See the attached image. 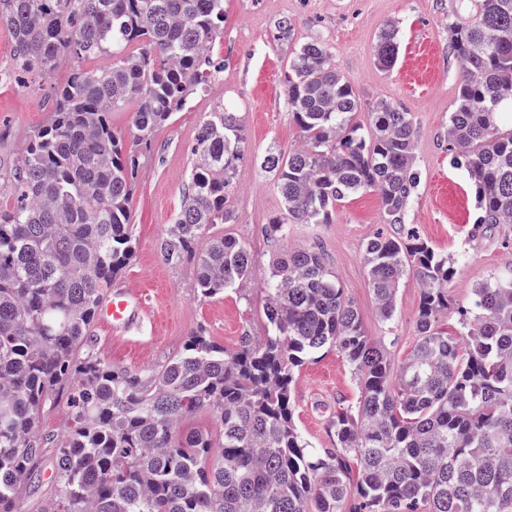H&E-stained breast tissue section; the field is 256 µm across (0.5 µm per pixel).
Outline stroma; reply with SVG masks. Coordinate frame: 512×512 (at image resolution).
I'll use <instances>...</instances> for the list:
<instances>
[{
	"instance_id": "35a3bbf8",
	"label": "stroma",
	"mask_w": 512,
	"mask_h": 512,
	"mask_svg": "<svg viewBox=\"0 0 512 512\" xmlns=\"http://www.w3.org/2000/svg\"><path fill=\"white\" fill-rule=\"evenodd\" d=\"M458 5V0H224V35L214 47L224 62L220 81L135 149V251L124 275L147 289L151 319L141 335L126 343L110 341L100 326H93L95 346L112 365L131 371L160 369L200 330L229 351L237 349L243 334L264 336L263 287L273 262L286 249L309 244L324 251L332 274L359 307L367 336L384 344L392 363H400L414 345L417 280L410 275L402 280L396 316L389 323L377 316L368 283L364 243L384 228L376 193L338 203L329 223L292 225L284 245L272 246L262 232L283 206L271 176L260 170L257 160L269 147L286 152L301 144L287 108L284 72L295 48L312 37L329 45L333 64L352 80L362 103L387 99L412 113L421 183L407 222L434 249L454 259V306L472 305L475 288L512 263V224L478 228L467 176L449 163L448 117L459 69L448 50V17ZM286 18L294 30L290 37L277 39V24ZM391 21L400 29V57L388 72L377 66L374 49ZM67 77L62 67L47 84L0 83L1 161L12 160L30 133L47 123L50 88ZM220 104L239 112L248 154L229 199L238 221L225 225L224 231L248 244L254 263L251 279L239 289L203 300L193 266L167 263L161 249L187 187L197 128ZM356 395L345 357L333 348L320 351L296 373L291 386L298 429L315 447H335L331 419Z\"/></svg>"
}]
</instances>
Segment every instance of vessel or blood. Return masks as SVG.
Masks as SVG:
<instances>
[{"label":"vessel or blood","instance_id":"1","mask_svg":"<svg viewBox=\"0 0 512 512\" xmlns=\"http://www.w3.org/2000/svg\"><path fill=\"white\" fill-rule=\"evenodd\" d=\"M148 319L149 303L145 290L133 286L127 279L114 281L96 311L98 324L118 340L139 333Z\"/></svg>","mask_w":512,"mask_h":512}]
</instances>
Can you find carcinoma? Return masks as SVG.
<instances>
[{
    "label": "carcinoma",
    "instance_id": "1",
    "mask_svg": "<svg viewBox=\"0 0 512 512\" xmlns=\"http://www.w3.org/2000/svg\"><path fill=\"white\" fill-rule=\"evenodd\" d=\"M448 18L460 64L448 120L450 162L474 188L477 225L512 224V0H468ZM12 35L3 81L47 79L64 63L50 118L0 168V512L18 502L45 441L44 407L68 385L72 427L53 448L56 492L41 512H512V266L474 290L473 307L443 323L456 274L448 255L411 231L364 246L379 319L396 315L400 281L421 284L418 339L398 366L365 334L359 308L314 246L289 249L265 284L266 336L228 352L203 331L159 370L129 371L95 349L102 295L134 256V145L207 92L222 71L213 48L224 0H0ZM137 51L130 50L131 45ZM399 27L375 45L390 71ZM332 51L311 38L289 58L287 106L301 145L271 149L260 167L284 208L263 227L288 239L293 224H327L336 204L379 195L383 223L403 227L420 173L411 113L378 100L368 126ZM100 59L88 71L82 63ZM136 143L112 129L129 104ZM239 113L200 123L183 202L163 248L191 263L200 298L248 281L253 254L218 230L247 158ZM207 238L204 249L198 244ZM334 347L352 366L354 403L336 411V447L297 429L290 385L306 360ZM211 412L219 442L183 418Z\"/></svg>",
    "mask_w": 512,
    "mask_h": 512
}]
</instances>
